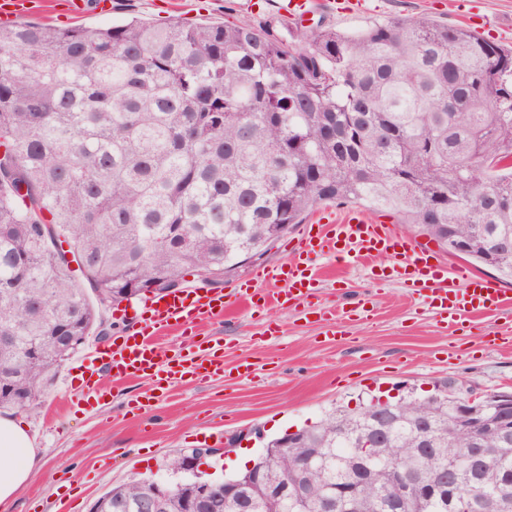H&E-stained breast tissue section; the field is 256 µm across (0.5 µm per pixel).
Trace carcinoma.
Instances as JSON below:
<instances>
[{
  "instance_id": "cac0c4a2",
  "label": "carcinoma",
  "mask_w": 512,
  "mask_h": 512,
  "mask_svg": "<svg viewBox=\"0 0 512 512\" xmlns=\"http://www.w3.org/2000/svg\"><path fill=\"white\" fill-rule=\"evenodd\" d=\"M324 202L390 212L512 281V49L423 16L291 41L250 19L0 27V409L42 398L102 324L96 304L224 276ZM452 396L365 407L382 436L364 450L344 434L357 413L335 409L259 461L295 476L315 459L310 512L351 467L361 512H448L393 499L386 469L428 475L478 439L507 451L475 484L458 468L462 496L512 503V434L459 422ZM149 493L118 485L91 512H146ZM195 495L188 475L157 512H192Z\"/></svg>"
}]
</instances>
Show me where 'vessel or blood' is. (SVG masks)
<instances>
[{"instance_id":"vessel-or-blood-1","label":"vessel or blood","mask_w":512,"mask_h":512,"mask_svg":"<svg viewBox=\"0 0 512 512\" xmlns=\"http://www.w3.org/2000/svg\"><path fill=\"white\" fill-rule=\"evenodd\" d=\"M33 8L34 0H0V25L18 24ZM291 251L293 261L280 267L263 268L260 273L263 279L287 283V290L274 296L252 291L249 284L243 283L229 298L216 288L204 292L179 288L143 299L141 320L130 336L112 346L91 347L84 387L90 395H98L96 375L102 369L116 381L151 377L169 387L188 377L203 380L223 375L224 354L220 345L198 340L196 346L202 356L197 360L171 355L158 343L161 332L177 330L184 334L195 330L199 323L223 314L235 301L254 312L265 310L273 303L283 306L304 301L315 288L314 262L324 255L332 256L342 265L361 258H387L388 264L376 273V280L397 279L412 293L424 297L447 327L473 321L483 312H493L512 321V296L477 277H464L459 288L441 287L447 269L435 261L429 247L356 211L309 229Z\"/></svg>"}]
</instances>
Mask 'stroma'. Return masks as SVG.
Masks as SVG:
<instances>
[{"instance_id":"stroma-1","label":"stroma","mask_w":512,"mask_h":512,"mask_svg":"<svg viewBox=\"0 0 512 512\" xmlns=\"http://www.w3.org/2000/svg\"><path fill=\"white\" fill-rule=\"evenodd\" d=\"M320 0L310 24L353 33L392 16H426L463 25L503 47H512V0ZM137 18L164 24L232 22L242 18L286 22L280 0H112V11H89L78 24L106 27ZM344 205H319L262 257L225 276L230 289L261 267L285 263L289 245ZM385 263L377 257L353 266L319 260L322 285L310 302L253 313L237 309L211 321L205 333L224 347V373L186 380L143 406L151 378L121 383L103 377V397L78 399L81 354L60 367L42 400L19 412L35 439L44 467L19 490L11 512H90L113 485L144 477L169 481L170 458L196 448L232 447L256 459L265 442L311 425L336 408L359 410L389 394L422 399L444 383L473 396L512 391V337L505 320L481 316L472 327H441L423 298L400 283H375ZM373 301L369 320L327 336L310 311ZM278 327L270 335L269 327Z\"/></svg>"}]
</instances>
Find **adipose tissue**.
<instances>
[{
    "mask_svg": "<svg viewBox=\"0 0 512 512\" xmlns=\"http://www.w3.org/2000/svg\"><path fill=\"white\" fill-rule=\"evenodd\" d=\"M25 426L0 416V512H8L16 492L40 472Z\"/></svg>",
    "mask_w": 512,
    "mask_h": 512,
    "instance_id": "1",
    "label": "adipose tissue"
}]
</instances>
